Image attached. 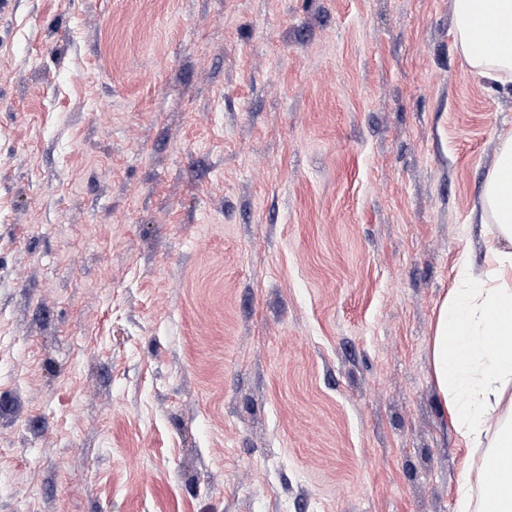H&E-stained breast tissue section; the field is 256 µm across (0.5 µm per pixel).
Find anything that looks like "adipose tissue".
<instances>
[{
	"label": "adipose tissue",
	"mask_w": 512,
	"mask_h": 512,
	"mask_svg": "<svg viewBox=\"0 0 512 512\" xmlns=\"http://www.w3.org/2000/svg\"><path fill=\"white\" fill-rule=\"evenodd\" d=\"M455 39L479 75L512 84V0H452ZM502 35L483 39L482 29ZM490 227L483 264L462 250L438 308L432 368L459 438L484 449L457 490L458 512H512V135L503 139L481 191Z\"/></svg>",
	"instance_id": "adipose-tissue-1"
}]
</instances>
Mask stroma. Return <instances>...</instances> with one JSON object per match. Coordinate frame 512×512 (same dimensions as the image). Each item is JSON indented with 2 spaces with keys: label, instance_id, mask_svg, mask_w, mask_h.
Masks as SVG:
<instances>
[{
  "label": "stroma",
  "instance_id": "1",
  "mask_svg": "<svg viewBox=\"0 0 512 512\" xmlns=\"http://www.w3.org/2000/svg\"><path fill=\"white\" fill-rule=\"evenodd\" d=\"M509 133L451 0H0V512H457Z\"/></svg>",
  "mask_w": 512,
  "mask_h": 512
}]
</instances>
